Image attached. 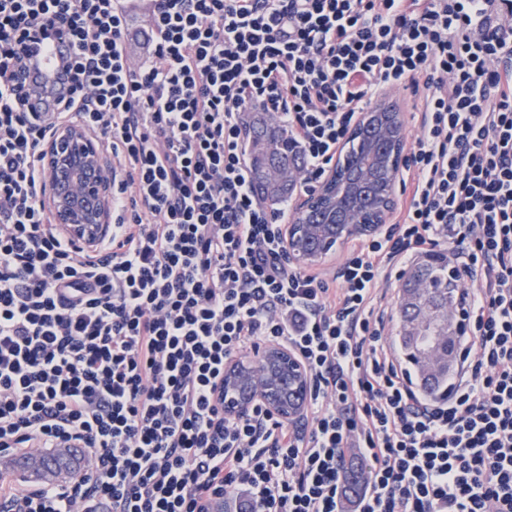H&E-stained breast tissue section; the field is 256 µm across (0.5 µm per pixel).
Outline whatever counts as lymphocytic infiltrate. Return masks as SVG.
Wrapping results in <instances>:
<instances>
[{"label":"lymphocytic infiltrate","mask_w":512,"mask_h":512,"mask_svg":"<svg viewBox=\"0 0 512 512\" xmlns=\"http://www.w3.org/2000/svg\"><path fill=\"white\" fill-rule=\"evenodd\" d=\"M114 2L0 0V459L84 462L0 481V512H512V0H152L138 58ZM52 32L72 54L37 117L16 81ZM407 87L420 133L393 224L336 281L294 266L243 113H272L311 187L359 112ZM64 123L112 182L87 243L45 218L42 152ZM441 246L467 285L456 367L429 397L384 303ZM269 345L311 376L306 432L224 411L225 363Z\"/></svg>","instance_id":"f902f5d3"}]
</instances>
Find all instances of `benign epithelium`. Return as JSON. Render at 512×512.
I'll use <instances>...</instances> for the list:
<instances>
[{
	"mask_svg": "<svg viewBox=\"0 0 512 512\" xmlns=\"http://www.w3.org/2000/svg\"><path fill=\"white\" fill-rule=\"evenodd\" d=\"M364 127L372 130L386 148L372 150L373 167L356 168L349 157L350 144ZM406 151L404 111L385 94L358 114L318 184L297 194L293 220L284 229L289 261L306 267L322 263L335 251L331 228H339L343 236L354 239L379 234L397 206ZM44 163L54 194L56 223L78 240L95 239L111 219V187L96 144L81 128H65L46 143ZM377 170L385 174V180L372 192L370 181ZM315 211L336 217V223H308V216ZM405 281L409 282L404 300L410 315L402 326L407 335L418 337L429 321L446 324L456 320L452 307L432 302L421 292L430 284L416 276V269L406 272ZM414 354L429 375L454 367L453 348L445 332L416 347ZM310 391L306 368L283 347L270 346L235 358L224 369V411L230 414L244 415L254 405L262 404L297 427L305 421Z\"/></svg>",
	"mask_w": 512,
	"mask_h": 512,
	"instance_id": "1",
	"label": "benign epithelium"
}]
</instances>
